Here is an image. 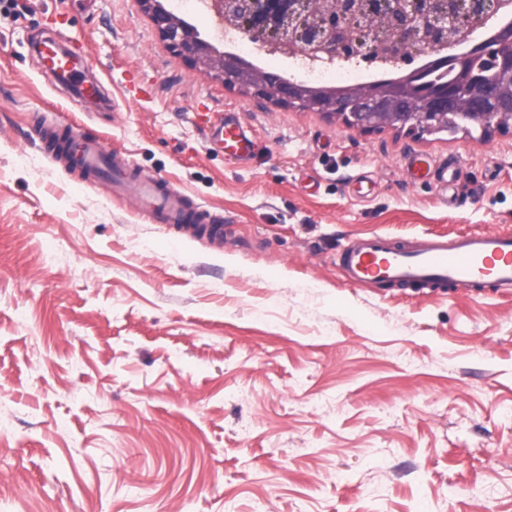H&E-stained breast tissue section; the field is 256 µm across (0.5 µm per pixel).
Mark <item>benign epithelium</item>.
Segmentation results:
<instances>
[{
	"label": "benign epithelium",
	"mask_w": 512,
	"mask_h": 512,
	"mask_svg": "<svg viewBox=\"0 0 512 512\" xmlns=\"http://www.w3.org/2000/svg\"><path fill=\"white\" fill-rule=\"evenodd\" d=\"M435 0H334L311 18L308 0H211L214 13L223 22L249 37H260L274 49L297 50L313 59H355L368 66L379 61L367 49L369 39L378 37L374 20L382 19L394 36L390 62L408 67L407 79L417 77L413 67L418 57L401 47L424 41L434 50L468 43L509 0H448V10H439ZM145 10L169 47L180 51L190 64L212 60L211 47L196 32L167 11L159 0H142ZM478 65L457 82L434 81L419 89V100H397L399 88L373 81L364 92L347 91L305 94V86L279 73L261 71L241 59L226 55L219 60L224 79L252 78L250 86L258 96L281 105L303 102L346 126L364 133L379 125L417 134L439 132L441 121L453 115L464 128L498 130L500 90L512 80V48L492 41L484 43Z\"/></svg>",
	"instance_id": "obj_1"
}]
</instances>
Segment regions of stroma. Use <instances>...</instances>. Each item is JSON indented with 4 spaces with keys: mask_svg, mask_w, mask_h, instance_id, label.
<instances>
[{
    "mask_svg": "<svg viewBox=\"0 0 512 512\" xmlns=\"http://www.w3.org/2000/svg\"><path fill=\"white\" fill-rule=\"evenodd\" d=\"M118 100L88 112L48 30ZM153 85L123 99L128 71ZM257 151L213 155L209 110ZM75 120L190 205L161 224L42 152ZM454 160L448 185L408 166ZM512 232V135L365 133L229 87L141 0H0V512H512V296L343 281L377 232Z\"/></svg>",
    "mask_w": 512,
    "mask_h": 512,
    "instance_id": "35a3bbf8",
    "label": "stroma"
}]
</instances>
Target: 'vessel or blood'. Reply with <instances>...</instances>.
<instances>
[{"label":"vessel or blood","instance_id":"vessel-or-blood-1","mask_svg":"<svg viewBox=\"0 0 512 512\" xmlns=\"http://www.w3.org/2000/svg\"><path fill=\"white\" fill-rule=\"evenodd\" d=\"M55 39L41 42L36 53L54 81L76 98L103 111L118 106L104 92L86 57L62 54ZM211 150L237 163H248L255 142L235 118L223 117L206 131ZM40 147L65 169L114 188L115 197L148 210L161 223L183 228L202 227L203 234L220 237L224 226L208 211L192 207L186 196L166 180L142 175L132 163L97 137L68 126L46 131ZM338 264L347 283L396 288L452 287L472 293L484 288L512 294V233H463L452 238L428 235L404 244L388 235L370 233L353 238L342 249Z\"/></svg>","mask_w":512,"mask_h":512}]
</instances>
